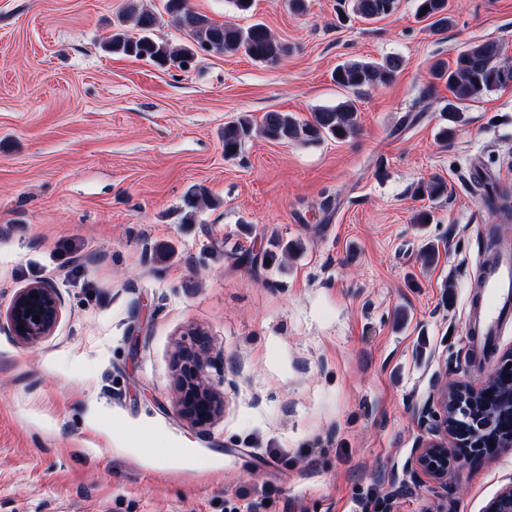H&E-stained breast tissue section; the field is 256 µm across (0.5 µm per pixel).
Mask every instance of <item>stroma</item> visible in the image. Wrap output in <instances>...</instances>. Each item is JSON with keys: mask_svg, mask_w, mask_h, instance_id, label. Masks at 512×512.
Wrapping results in <instances>:
<instances>
[{"mask_svg": "<svg viewBox=\"0 0 512 512\" xmlns=\"http://www.w3.org/2000/svg\"><path fill=\"white\" fill-rule=\"evenodd\" d=\"M127 0H0V313L31 283L63 300L52 336L0 332V512H432L406 472L436 378L478 384L512 350L467 340L484 225L512 239L470 168L512 193V85L459 103L432 66L495 40L512 65V0H417L365 22L348 0H187L263 22L273 64L198 54L186 71L106 53ZM401 56L387 84L344 89L349 59ZM352 102L337 141H246L226 123L311 119ZM445 181L431 200L417 189ZM211 206L184 221L186 199ZM426 210L431 221L415 216ZM434 246V262L422 253ZM207 331L234 380L199 433L175 412L174 353ZM512 450L448 482V512H483Z\"/></svg>", "mask_w": 512, "mask_h": 512, "instance_id": "35a3bbf8", "label": "stroma"}]
</instances>
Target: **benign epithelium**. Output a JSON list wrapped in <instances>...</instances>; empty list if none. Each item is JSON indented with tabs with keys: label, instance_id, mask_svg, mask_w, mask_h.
Listing matches in <instances>:
<instances>
[{
	"label": "benign epithelium",
	"instance_id": "1",
	"mask_svg": "<svg viewBox=\"0 0 512 512\" xmlns=\"http://www.w3.org/2000/svg\"><path fill=\"white\" fill-rule=\"evenodd\" d=\"M63 301L57 289L41 282L20 289L11 299L0 330L24 346H35L53 335L62 313ZM39 319H34V316ZM209 337L191 333L189 341L175 352L176 412L191 427L203 433L224 414L225 393L214 384L210 370L216 368ZM496 400L508 418L500 432L482 440L477 432L455 420L456 410L479 401ZM419 428L428 438L414 448L407 472L427 483L441 499L448 491V477L469 461L503 448H512V353L479 385L460 380L437 381L432 398L416 412ZM484 512H512V482L503 485L488 502Z\"/></svg>",
	"mask_w": 512,
	"mask_h": 512
}]
</instances>
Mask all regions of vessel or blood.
<instances>
[{
  "instance_id": "b4317fda",
  "label": "vessel or blood",
  "mask_w": 512,
  "mask_h": 512,
  "mask_svg": "<svg viewBox=\"0 0 512 512\" xmlns=\"http://www.w3.org/2000/svg\"><path fill=\"white\" fill-rule=\"evenodd\" d=\"M512 323V245L487 259L480 274V291L472 304L470 331L476 349L492 345L503 327Z\"/></svg>"
}]
</instances>
